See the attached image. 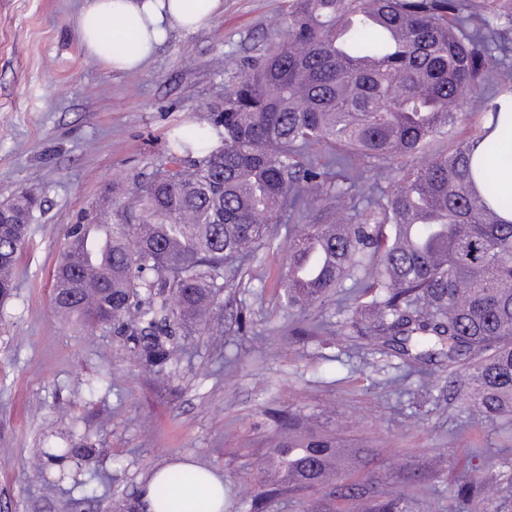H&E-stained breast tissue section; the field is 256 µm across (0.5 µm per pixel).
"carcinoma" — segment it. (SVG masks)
Instances as JSON below:
<instances>
[{
  "instance_id": "carcinoma-1",
  "label": "carcinoma",
  "mask_w": 512,
  "mask_h": 512,
  "mask_svg": "<svg viewBox=\"0 0 512 512\" xmlns=\"http://www.w3.org/2000/svg\"><path fill=\"white\" fill-rule=\"evenodd\" d=\"M512 52V0H290L285 28L224 88L218 105L175 128L166 156L132 180L127 200L104 196L70 226L53 275L55 310L94 330L110 326L135 365L165 383L204 330L234 262L253 256L288 221L284 303L303 311L346 281L350 324L423 374L438 352L460 392L488 417L512 416V194L473 152L498 106L467 111L464 96L512 94L491 73ZM466 135L457 138L460 126ZM512 164V131L489 149ZM413 164L393 173L391 161ZM387 186H382V182ZM361 201L332 218L349 191ZM42 186L0 203V303L14 292ZM325 332L301 320L299 338ZM275 477L255 495L329 491L366 501L362 512H407L343 472L366 460L330 433L278 421ZM88 441L38 449L64 467L86 462ZM454 482L490 496L473 464Z\"/></svg>"
}]
</instances>
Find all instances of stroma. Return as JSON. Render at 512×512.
Here are the masks:
<instances>
[{
    "instance_id": "35a3bbf8",
    "label": "stroma",
    "mask_w": 512,
    "mask_h": 512,
    "mask_svg": "<svg viewBox=\"0 0 512 512\" xmlns=\"http://www.w3.org/2000/svg\"><path fill=\"white\" fill-rule=\"evenodd\" d=\"M81 6H0V202L30 179L44 187L0 305V512H119L155 468L186 458L223 475L224 512H250L285 414L372 450L359 485L424 470V485L393 487L411 512H512V418L469 407L446 365L424 378L375 350L346 325V291L288 311L287 226L243 265L168 384L144 376L111 329L56 313L52 275L69 226L164 157L171 127L221 101L288 13V0H224L209 25L171 32L139 71L115 73L81 45ZM302 317L327 334L292 336ZM83 438L100 449L97 463L62 470L36 455ZM475 452L495 498H461L452 483ZM41 466L46 481H31Z\"/></svg>"
}]
</instances>
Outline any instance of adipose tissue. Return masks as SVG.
<instances>
[{"label": "adipose tissue", "instance_id": "1", "mask_svg": "<svg viewBox=\"0 0 512 512\" xmlns=\"http://www.w3.org/2000/svg\"><path fill=\"white\" fill-rule=\"evenodd\" d=\"M224 10L223 0H84L77 17L80 41L88 54L117 72L140 69L170 30H195ZM190 473V482L176 485L170 501L181 512H224V478L193 461L155 469L143 484L144 512H164L158 498L160 482L176 473Z\"/></svg>", "mask_w": 512, "mask_h": 512}]
</instances>
